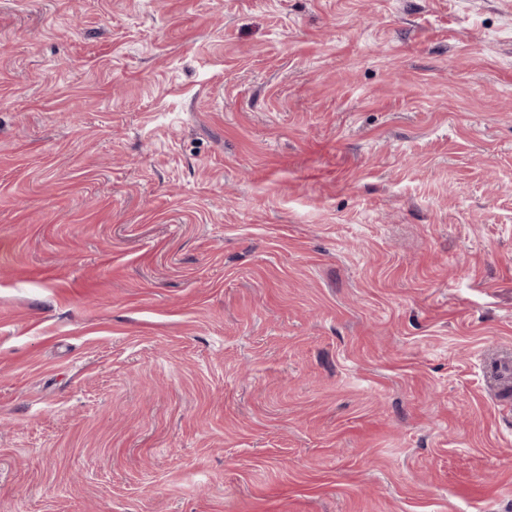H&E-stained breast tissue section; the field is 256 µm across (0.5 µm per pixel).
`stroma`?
Returning <instances> with one entry per match:
<instances>
[{"label": "stroma", "instance_id": "obj_1", "mask_svg": "<svg viewBox=\"0 0 512 512\" xmlns=\"http://www.w3.org/2000/svg\"><path fill=\"white\" fill-rule=\"evenodd\" d=\"M512 0H0V512H512Z\"/></svg>", "mask_w": 512, "mask_h": 512}]
</instances>
